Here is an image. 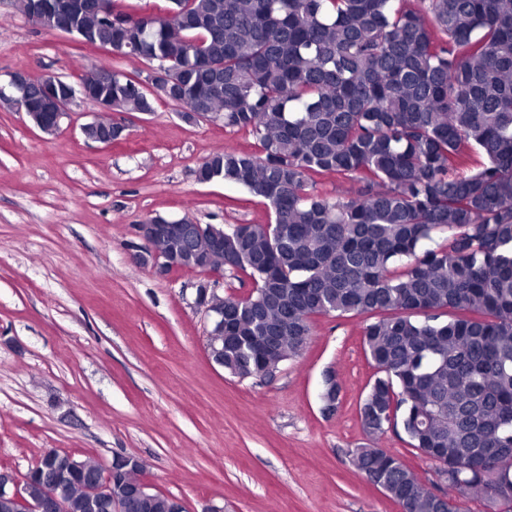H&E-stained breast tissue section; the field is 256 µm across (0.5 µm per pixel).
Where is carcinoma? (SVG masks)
I'll return each mask as SVG.
<instances>
[{
	"instance_id": "carcinoma-1",
	"label": "carcinoma",
	"mask_w": 512,
	"mask_h": 512,
	"mask_svg": "<svg viewBox=\"0 0 512 512\" xmlns=\"http://www.w3.org/2000/svg\"><path fill=\"white\" fill-rule=\"evenodd\" d=\"M165 14L89 6L65 26L100 48L161 64L171 90L142 89L139 74L109 65L58 80L112 111L222 112L255 152L223 151L200 165L262 199L269 224L224 231V249L191 232L165 241L181 267L228 270L252 281L216 298L224 371L267 376L300 355L317 316L363 317L376 375L359 408L369 443L351 451L369 483L404 512L443 510L399 457L379 447L389 429L451 482L463 502H490L512 485V0H166ZM359 184L331 197L317 178ZM273 337L277 350L256 349ZM48 449L24 477L31 502L53 491L65 512L89 506L93 485L121 497L133 487L90 458ZM52 459L66 476L44 468ZM145 512H173L151 493Z\"/></svg>"
}]
</instances>
